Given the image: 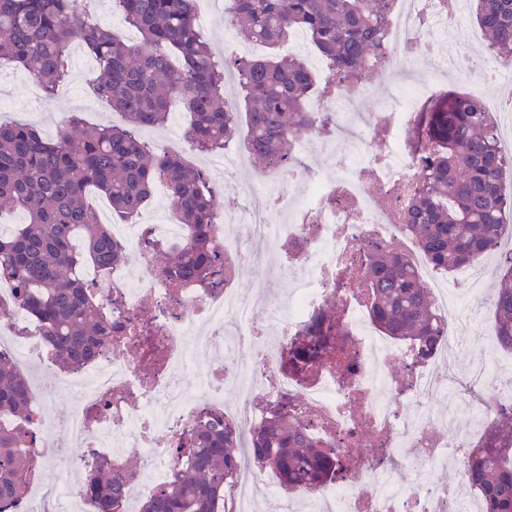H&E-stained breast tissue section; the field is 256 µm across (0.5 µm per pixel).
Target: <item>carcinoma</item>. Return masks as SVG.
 <instances>
[{"label": "carcinoma", "mask_w": 512, "mask_h": 512, "mask_svg": "<svg viewBox=\"0 0 512 512\" xmlns=\"http://www.w3.org/2000/svg\"><path fill=\"white\" fill-rule=\"evenodd\" d=\"M390 0H229L228 23L248 41L268 49L260 58L217 55L196 25V0H112V9L138 30L133 49L112 28L90 17L80 0H0V60L23 68L47 95L68 81L74 43L95 59L91 94L124 114L123 126L84 132L70 117L56 140L27 123L0 122V200L26 214L10 236L0 235V278L19 289L22 306L38 322L66 368L91 358L112 338V326L81 278L88 265H119L126 247L97 221L87 193H103L122 217L139 214L156 182L167 185L184 230L167 247L146 238L163 256L160 271L178 285L220 283L222 261L209 224V180L177 153L158 151L142 132L168 124L171 101L189 116L187 144L200 154L224 150L240 128L250 156L263 169L288 163L296 134L324 118L307 109L313 76L307 64L280 49L297 32L349 84L364 78L370 60L383 51ZM473 15L487 49L512 63V0H473ZM236 78L243 107L224 96V79ZM410 145L426 163L419 189L401 220L404 232L430 265L447 274L500 250L502 220L512 212L503 193V173L512 156L497 146L481 102L454 91L438 93L419 112ZM500 288L493 295L494 337L512 352V251L497 265ZM367 308L384 336L430 357L442 336L428 289L405 257L382 246L368 250L361 272ZM341 313L326 306L295 336L287 364L306 377L333 363L336 337L344 336ZM293 401L277 403L253 427L248 444L239 430L207 417L183 438L181 462L169 482L143 501L140 512H228V488L245 464L269 470L287 491H313L357 467L353 449L333 448L308 434L294 418ZM26 378L0 356V412L28 417ZM26 432L0 430V501L13 502L30 465ZM462 470L483 512H512V410L501 411L469 449ZM99 512H118L126 474L101 462L87 475Z\"/></svg>", "instance_id": "1"}]
</instances>
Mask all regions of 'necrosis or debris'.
I'll return each mask as SVG.
<instances>
[{
	"mask_svg": "<svg viewBox=\"0 0 512 512\" xmlns=\"http://www.w3.org/2000/svg\"><path fill=\"white\" fill-rule=\"evenodd\" d=\"M449 18L445 0H395L384 54L370 68L388 85L410 68L425 70V78L406 99L356 125L348 117L357 111L366 85L349 90L334 81L328 96L311 99L310 111L335 113L336 130L330 137L313 131L295 141L291 163L272 181L243 183L253 207L217 215L210 229L224 264L220 285L188 282L174 288L159 275L141 243L147 237L180 239L178 224L124 225L120 236L138 251V273L122 266L84 269L114 337L63 378L32 387L27 419L0 414V429L26 431V451L35 462L21 496L0 512H99L82 476L100 460L127 470L121 512H136L139 499L155 495L169 480L179 463L177 441L201 418L217 415L246 436L287 397L313 434L334 447L359 451L355 469L310 493L311 512H481L466 483L442 487L419 480L401 489L394 475L414 459L463 460L471 447L474 430H455L450 418L431 416L437 396L464 397L479 420L489 421L512 406V390L503 389L490 401L483 396L488 371L462 378L453 372L444 379L435 375L433 362L447 361L461 341L456 325L463 313L438 278H431L430 288L444 339L426 360L376 330L360 285L345 278L346 270L362 269L374 243L399 251L418 273L429 268L399 216L423 165L422 155L407 146V129L416 109L441 88L447 63L433 58L431 49ZM323 147L336 161L330 177L310 165ZM258 242L293 273L298 289L289 309L237 287V273L252 261ZM18 293L12 282L0 281V354L21 368L51 372L56 358ZM329 303L339 307L354 341L347 368L325 366L305 380L284 369L285 349ZM140 343L163 355L154 373L139 370L134 347ZM202 360L212 362L213 370L188 394L186 375ZM228 384L239 391L236 401L224 399ZM72 392L78 396L73 411L63 422L51 419V401ZM410 404L416 408L412 416L406 412ZM75 447L81 453L70 457L71 478L51 480V459L69 456Z\"/></svg>",
	"mask_w": 512,
	"mask_h": 512,
	"instance_id": "necrosis-or-debris-1",
	"label": "necrosis or debris"
}]
</instances>
